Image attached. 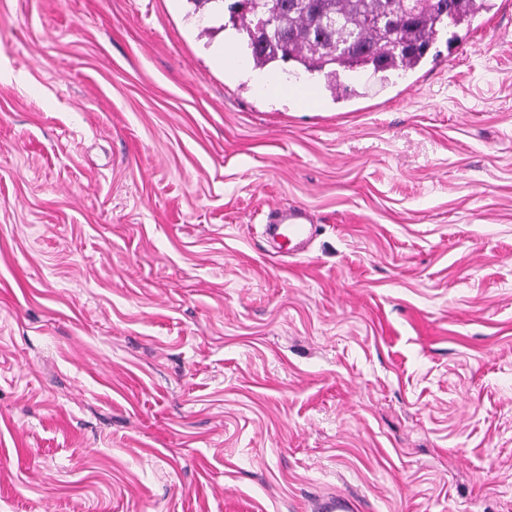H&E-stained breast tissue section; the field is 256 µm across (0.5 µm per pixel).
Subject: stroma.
Listing matches in <instances>:
<instances>
[{
  "label": "stroma",
  "mask_w": 512,
  "mask_h": 512,
  "mask_svg": "<svg viewBox=\"0 0 512 512\" xmlns=\"http://www.w3.org/2000/svg\"><path fill=\"white\" fill-rule=\"evenodd\" d=\"M490 3L306 103L212 0H0V512H512ZM278 218L274 224H268L269 233L291 242L306 236L310 229L306 225V215L299 209L276 210ZM317 512H361V504L348 496L342 494L328 495L315 505Z\"/></svg>",
  "instance_id": "1"
}]
</instances>
